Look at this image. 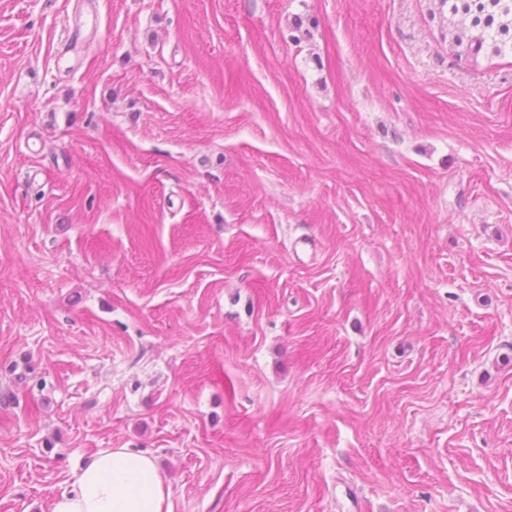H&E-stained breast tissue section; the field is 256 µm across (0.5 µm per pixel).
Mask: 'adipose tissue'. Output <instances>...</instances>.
Wrapping results in <instances>:
<instances>
[{
  "mask_svg": "<svg viewBox=\"0 0 512 512\" xmlns=\"http://www.w3.org/2000/svg\"><path fill=\"white\" fill-rule=\"evenodd\" d=\"M156 460L137 448H107L75 471L49 512H171Z\"/></svg>",
  "mask_w": 512,
  "mask_h": 512,
  "instance_id": "obj_1",
  "label": "adipose tissue"
}]
</instances>
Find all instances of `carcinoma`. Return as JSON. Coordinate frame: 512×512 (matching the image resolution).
I'll use <instances>...</instances> for the list:
<instances>
[{"label": "carcinoma", "mask_w": 512, "mask_h": 512, "mask_svg": "<svg viewBox=\"0 0 512 512\" xmlns=\"http://www.w3.org/2000/svg\"><path fill=\"white\" fill-rule=\"evenodd\" d=\"M448 5V48L473 61L512 52V0H439Z\"/></svg>", "instance_id": "cac0c4a2"}]
</instances>
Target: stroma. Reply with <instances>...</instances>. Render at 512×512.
<instances>
[{
    "instance_id": "obj_1",
    "label": "stroma",
    "mask_w": 512,
    "mask_h": 512,
    "mask_svg": "<svg viewBox=\"0 0 512 512\" xmlns=\"http://www.w3.org/2000/svg\"><path fill=\"white\" fill-rule=\"evenodd\" d=\"M438 0H0V512L107 448L172 512H512V54Z\"/></svg>"
}]
</instances>
